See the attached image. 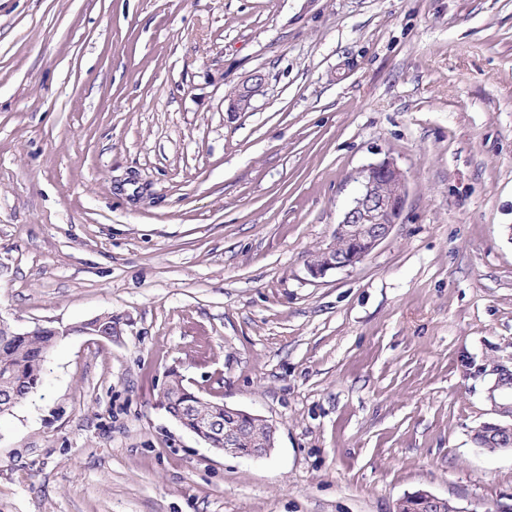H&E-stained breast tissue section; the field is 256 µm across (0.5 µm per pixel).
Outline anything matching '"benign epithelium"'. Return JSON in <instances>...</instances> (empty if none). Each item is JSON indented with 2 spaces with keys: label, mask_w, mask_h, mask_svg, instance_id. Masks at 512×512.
Here are the masks:
<instances>
[{
  "label": "benign epithelium",
  "mask_w": 512,
  "mask_h": 512,
  "mask_svg": "<svg viewBox=\"0 0 512 512\" xmlns=\"http://www.w3.org/2000/svg\"><path fill=\"white\" fill-rule=\"evenodd\" d=\"M265 85V78L254 73L228 96L229 112H245L252 99ZM360 190L344 211L336 225L335 238L346 243L342 250L330 247L320 253V258L307 264L309 274L321 277L330 270H345L356 267L399 223L404 211L408 187L405 172L391 158L371 163L358 176ZM254 415L229 406H224V423L209 427L213 437L224 438L222 452L233 455L262 458L268 456L275 446L277 428L264 418L259 421L269 432V442L263 448L241 447L248 434L247 422ZM477 444L484 448L488 444L500 447L502 452H512V424L488 423L476 434ZM411 512H467L456 508L448 500L429 491L419 490L399 500Z\"/></svg>",
  "instance_id": "7a95c632"
}]
</instances>
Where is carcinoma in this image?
I'll use <instances>...</instances> for the list:
<instances>
[{"label": "carcinoma", "instance_id": "1", "mask_svg": "<svg viewBox=\"0 0 512 512\" xmlns=\"http://www.w3.org/2000/svg\"><path fill=\"white\" fill-rule=\"evenodd\" d=\"M58 340L60 337L46 327L0 334V381L13 399L22 401L42 384L47 354ZM167 412L184 428L199 431L208 421L224 419V404L185 386L169 399Z\"/></svg>", "mask_w": 512, "mask_h": 512}]
</instances>
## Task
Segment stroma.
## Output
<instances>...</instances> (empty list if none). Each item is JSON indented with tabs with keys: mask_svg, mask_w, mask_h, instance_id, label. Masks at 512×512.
<instances>
[{
	"mask_svg": "<svg viewBox=\"0 0 512 512\" xmlns=\"http://www.w3.org/2000/svg\"><path fill=\"white\" fill-rule=\"evenodd\" d=\"M387 157L399 224L310 276ZM101 314L0 417V512L512 504L474 441L512 371V0H0V319ZM172 369L271 454L183 429ZM264 85L265 78L262 74H252L247 81L239 85L228 96V112L247 111L251 107L252 99L261 91ZM398 504L407 505L412 512H467L464 508L451 506L447 499L426 490L409 494L399 500Z\"/></svg>",
	"mask_w": 512,
	"mask_h": 512,
	"instance_id": "1",
	"label": "stroma"
}]
</instances>
